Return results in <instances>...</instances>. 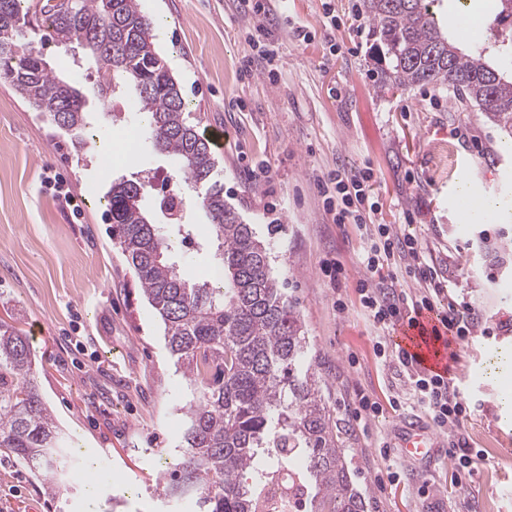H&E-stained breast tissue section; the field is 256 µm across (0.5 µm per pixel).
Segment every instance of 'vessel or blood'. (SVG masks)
<instances>
[{
  "label": "vessel or blood",
  "mask_w": 512,
  "mask_h": 512,
  "mask_svg": "<svg viewBox=\"0 0 512 512\" xmlns=\"http://www.w3.org/2000/svg\"><path fill=\"white\" fill-rule=\"evenodd\" d=\"M437 325L435 313L422 312L414 326L404 327L402 348L415 357L421 369L444 374L456 349L447 335L434 334L433 329ZM440 445L439 436L429 428L407 425L402 430L400 446L407 460L422 458L430 449Z\"/></svg>",
  "instance_id": "obj_1"
}]
</instances>
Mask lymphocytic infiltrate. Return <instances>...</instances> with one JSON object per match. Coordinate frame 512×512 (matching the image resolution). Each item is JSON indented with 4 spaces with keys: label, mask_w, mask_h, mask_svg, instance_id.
Wrapping results in <instances>:
<instances>
[{
    "label": "lymphocytic infiltrate",
    "mask_w": 512,
    "mask_h": 512,
    "mask_svg": "<svg viewBox=\"0 0 512 512\" xmlns=\"http://www.w3.org/2000/svg\"><path fill=\"white\" fill-rule=\"evenodd\" d=\"M370 179L367 171L352 174L337 170L323 176L320 187L334 224L371 228L362 259L368 276L360 288L361 304L373 325L385 331L401 322L414 324L422 312L439 311L438 306L448 288V277L442 268L428 261L423 246L416 239L398 236L390 225L372 224L371 216L377 207L368 193ZM394 258L403 262L406 272L422 284L419 294L412 296L399 290L396 273L385 272V262ZM376 350L378 355H390L409 371L413 398L427 411L433 425L448 435V453L454 460V483L470 481L482 453L470 448L462 436L467 420V395L450 385L446 376L415 367L403 350L389 351L381 344Z\"/></svg>",
    "instance_id": "1"
}]
</instances>
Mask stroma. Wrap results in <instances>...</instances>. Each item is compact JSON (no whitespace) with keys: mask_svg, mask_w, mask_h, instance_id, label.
Returning <instances> with one entry per match:
<instances>
[{"mask_svg":"<svg viewBox=\"0 0 512 512\" xmlns=\"http://www.w3.org/2000/svg\"><path fill=\"white\" fill-rule=\"evenodd\" d=\"M359 2L277 0L264 25L240 14L237 0H139L156 23L157 49L190 122L201 132L231 134L215 154L224 199L269 247L368 512H512V420L501 419L503 402L512 400V368L488 373L489 349L512 353V221L466 223L455 205L461 165L479 181L480 196L512 195V136L479 108L455 109L432 88L377 91ZM260 26L277 50L273 81L264 67L246 64ZM510 36L505 23L457 43L484 50L508 79L512 55L493 41ZM24 39L78 90L89 122L112 148L75 152L70 132L0 79V320L29 337L44 401L64 437L76 441L78 463H95L87 482L96 484L97 512H195L193 499L167 503L155 491L182 440L186 383L160 318L112 239L105 196L113 181H148L147 215L172 245L170 262L194 280L216 266L211 220L186 206V235L161 212L179 164L147 142L126 153L124 126L136 115L131 94L102 98L106 75L93 68L76 78L73 52L50 38L43 20ZM251 166L269 168L270 180L248 182ZM337 169L373 172V222L417 238L447 269L451 296L478 317L473 333L458 341L450 371L474 403L465 437L484 455L467 485L452 483L442 448L404 477L389 473L403 464L402 424L430 420L417 404L404 411L389 404L409 383L377 356L380 333L361 305L365 232L338 227L324 203L318 180ZM54 175L79 196L81 218L47 187ZM328 259L343 264L341 285L323 273ZM360 392L380 408L365 421L355 417ZM86 484L70 483L51 498L24 464L0 451V512H86Z\"/></svg>","mask_w":512,"mask_h":512,"instance_id":"1","label":"stroma"}]
</instances>
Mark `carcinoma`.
Segmentation results:
<instances>
[{
  "instance_id": "carcinoma-1",
  "label": "carcinoma",
  "mask_w": 512,
  "mask_h": 512,
  "mask_svg": "<svg viewBox=\"0 0 512 512\" xmlns=\"http://www.w3.org/2000/svg\"><path fill=\"white\" fill-rule=\"evenodd\" d=\"M30 0H0V78L60 128H87L81 98L54 74L33 46L21 43ZM386 65L382 90L430 86L457 108L477 106L512 127V81L480 51L448 41L428 0H361ZM58 43L83 44L84 61L107 73L111 89L135 93L139 123L152 146L179 161L182 183L212 221L221 278L192 281L168 263L171 244L140 201L112 183L107 206L122 253L164 326V340L187 379L183 444L168 464L162 492L196 498L199 512H258L276 483L295 488L296 506L310 512H366L352 480L351 460L335 433L294 305L282 289L264 241L224 200L214 180L210 142L185 116L179 84L158 52L154 23L138 0H39ZM512 19V0H497L490 24ZM28 336L0 322V449L27 466L56 498L66 490L74 457L34 382ZM271 462L256 467L260 451Z\"/></svg>"
}]
</instances>
